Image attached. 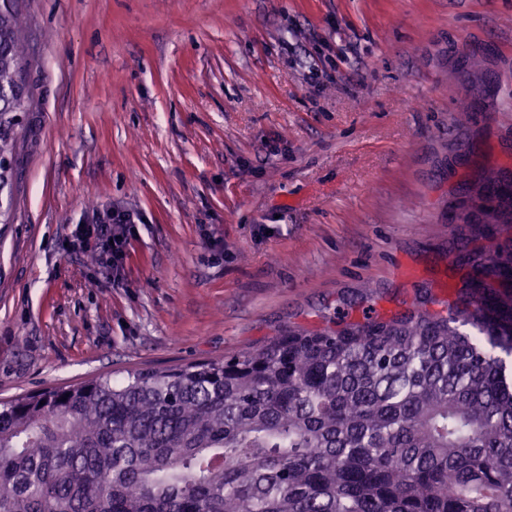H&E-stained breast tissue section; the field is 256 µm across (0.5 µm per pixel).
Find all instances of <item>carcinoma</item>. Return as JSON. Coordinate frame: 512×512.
Segmentation results:
<instances>
[{"label": "carcinoma", "mask_w": 512, "mask_h": 512, "mask_svg": "<svg viewBox=\"0 0 512 512\" xmlns=\"http://www.w3.org/2000/svg\"><path fill=\"white\" fill-rule=\"evenodd\" d=\"M0 3V193L27 109ZM461 223L512 224V180ZM446 313L369 312L227 361L0 402V512H512V259ZM67 400H62V397Z\"/></svg>", "instance_id": "1"}]
</instances>
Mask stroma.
Instances as JSON below:
<instances>
[{
    "instance_id": "35a3bbf8",
    "label": "stroma",
    "mask_w": 512,
    "mask_h": 512,
    "mask_svg": "<svg viewBox=\"0 0 512 512\" xmlns=\"http://www.w3.org/2000/svg\"><path fill=\"white\" fill-rule=\"evenodd\" d=\"M0 401L454 302L512 178V0H22ZM139 220L121 285L103 212ZM473 206L479 216L473 218L467 214L461 224L477 226L492 224H512V180L489 176L482 179L475 189ZM139 220L131 211L112 210L105 212L97 219L96 224L76 227L73 233L72 246H82L88 239L95 238L101 243L103 252L108 255L106 262L112 266V282L119 283L126 256V245L131 232V224ZM113 240V244H110Z\"/></svg>"
}]
</instances>
